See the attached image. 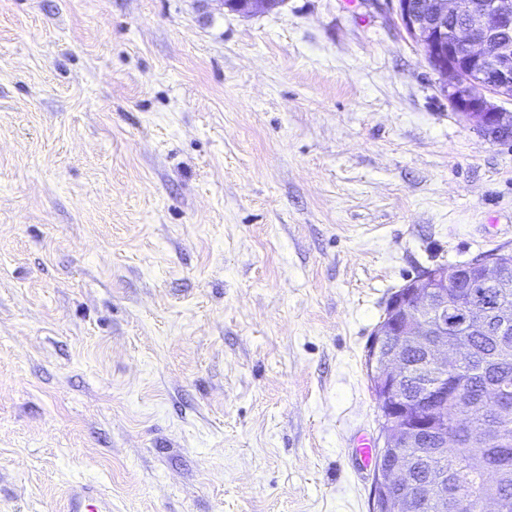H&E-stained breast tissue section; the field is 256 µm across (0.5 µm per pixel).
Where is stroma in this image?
Listing matches in <instances>:
<instances>
[{"instance_id": "35a3bbf8", "label": "stroma", "mask_w": 512, "mask_h": 512, "mask_svg": "<svg viewBox=\"0 0 512 512\" xmlns=\"http://www.w3.org/2000/svg\"><path fill=\"white\" fill-rule=\"evenodd\" d=\"M498 249L391 0H0V512H372L387 303ZM64 512H112V503L94 487L81 485L71 489Z\"/></svg>"}]
</instances>
